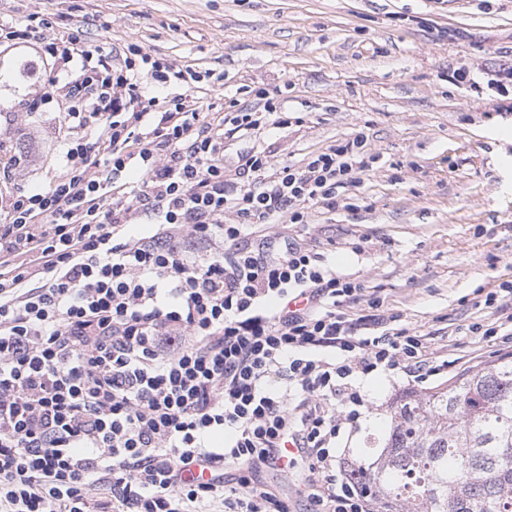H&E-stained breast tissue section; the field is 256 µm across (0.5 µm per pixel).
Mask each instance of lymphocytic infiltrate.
Returning a JSON list of instances; mask_svg holds the SVG:
<instances>
[{"mask_svg":"<svg viewBox=\"0 0 512 512\" xmlns=\"http://www.w3.org/2000/svg\"><path fill=\"white\" fill-rule=\"evenodd\" d=\"M2 43L45 44L68 119L102 126L109 152L95 169L68 147L54 187L13 196L0 225V512H295L266 476L298 460L306 512H373L337 455L359 381L439 369L424 336L349 318L359 284L280 231L359 184L365 136L297 168L250 153L229 177L196 102L141 80L192 88L213 71L81 49L33 16L1 24ZM132 167L142 190L104 206ZM134 213L152 235L126 233Z\"/></svg>","mask_w":512,"mask_h":512,"instance_id":"f902f5d3","label":"lymphocytic infiltrate"}]
</instances>
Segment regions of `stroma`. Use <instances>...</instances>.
I'll return each mask as SVG.
<instances>
[{
	"mask_svg": "<svg viewBox=\"0 0 512 512\" xmlns=\"http://www.w3.org/2000/svg\"><path fill=\"white\" fill-rule=\"evenodd\" d=\"M32 14L89 46L136 45L176 68L222 72L223 84L192 92L214 125L268 92L267 124L225 135L227 170L256 150L298 167L367 135L360 184L282 232L360 284L351 317L379 298L448 369L419 385L363 378L367 407L338 443L345 458L384 435L396 396L445 384L462 360L476 369L512 355V335L468 331L494 320L487 293L512 286V0H0V24ZM0 59L35 68L0 81V139L31 146L15 180L0 182L6 202L53 186L68 128L44 52L0 48ZM461 67L466 78L454 77Z\"/></svg>",
	"mask_w": 512,
	"mask_h": 512,
	"instance_id": "obj_1",
	"label": "stroma"
}]
</instances>
